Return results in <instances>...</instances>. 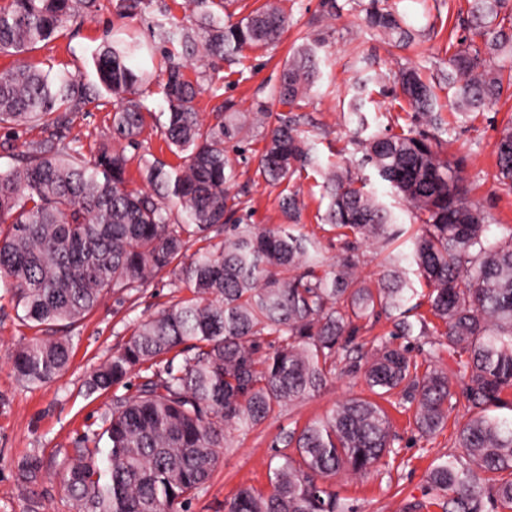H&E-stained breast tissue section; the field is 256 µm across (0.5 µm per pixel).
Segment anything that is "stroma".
<instances>
[{"instance_id":"obj_1","label":"stroma","mask_w":512,"mask_h":512,"mask_svg":"<svg viewBox=\"0 0 512 512\" xmlns=\"http://www.w3.org/2000/svg\"><path fill=\"white\" fill-rule=\"evenodd\" d=\"M184 2L151 0L141 16L130 19L116 13L115 0H98L92 13L68 23L58 39L26 53L25 58L32 63L49 60L55 67L64 66L85 80H95L92 54L100 45L119 31L146 42L157 25H190L192 17ZM367 2L336 0L339 10L332 17L323 0H278L288 17L278 43L246 48L225 59L218 71L203 76L190 61L185 62L184 72L202 86L196 101L201 120H210L213 108L227 101L241 112L251 111L255 102L263 101L269 112L281 113L284 105L270 93L293 47L307 39L321 40L319 79L298 110L302 130L315 142L316 164L292 180L266 183L258 172L264 141L257 134L241 147L228 150L237 173L234 189L244 200L251 223L265 227L281 224V197L298 193L304 208L293 232L315 243L330 266L341 253L342 243L323 221L329 199L323 190L322 173L333 166L357 165L367 190L376 192L394 211L402 230L387 248L359 247L358 273L372 284L391 255L408 252L419 223L389 194L376 171L362 165L353 134L362 126L371 133L385 129L399 133L421 130L422 125L414 112L389 108L388 97L375 84L368 87L362 112H351L354 82L378 73L391 76L413 67L433 86L437 95L435 113L445 129L443 150L448 157L465 158L463 177L468 199L488 215L493 236L500 235L502 225H512V189L498 184L493 154L503 125L512 117V96H503L497 105L474 114L455 111L452 106V93L444 76L459 42L472 36L464 24L471 0H383L412 32L411 38L402 41L381 38L367 26L363 11ZM112 111V104L107 103L90 107L75 118L71 136L84 156L97 153L103 135L110 131ZM140 141L137 147L123 141L114 144L127 156V176L136 187L141 184L138 166L142 159L170 157L154 127H146ZM173 281V275L165 272L133 296L108 295L81 323L67 329L73 344L68 370L54 381L33 388L17 380L11 361L13 350L33 331L22 326L14 301L0 287V512H76L63 487L64 467L84 433L100 428L113 396L128 395L139 380L134 377L128 385L90 396L83 382L94 367L124 345L137 323L188 296V289L175 287ZM368 395L362 373L339 372L313 396L276 408L261 425L227 430V446L221 451L219 465L189 501L187 512H224L225 501L243 486L268 490L269 470L277 466L288 433L324 418L338 403ZM389 414L397 438L387 464L362 477L338 473L330 480V489L353 512H442L432 504L427 471L438 457L462 456L455 436L457 427L469 416L467 400L458 397L447 425L428 438L416 431L411 411L393 408ZM33 454L42 456L45 466L37 484L30 486L24 483L20 467Z\"/></svg>"}]
</instances>
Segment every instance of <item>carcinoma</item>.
Here are the masks:
<instances>
[{
  "mask_svg": "<svg viewBox=\"0 0 512 512\" xmlns=\"http://www.w3.org/2000/svg\"><path fill=\"white\" fill-rule=\"evenodd\" d=\"M512 0H471L483 47L468 44L448 60L455 106L477 112L512 90ZM148 0H118L120 15L141 14ZM96 0H0V55H21L59 37L65 23ZM224 0H187L195 22L162 25L152 42L112 38L92 55L98 81L71 71L20 63L0 70V127L39 125L15 162L0 169V283L22 321L41 329L71 327L109 293L131 294L171 271L192 296L141 321L124 346L93 369L87 392H107L145 373L138 394L116 397L101 427L75 449L63 475L76 512H181L208 482L229 428H249L274 407L318 392L338 364L364 368L370 398L349 399L325 418L289 436L270 490L241 487L225 512H349L326 481L341 470L370 473L393 452L396 438L381 404L396 394L416 406L423 436L439 431L461 388L469 408L459 429L464 456L428 472L443 512H512V226L488 234L486 214L468 203L464 161L442 152L435 93L412 68L395 75L401 98L432 132L377 133L357 138L362 160L421 221L410 254L391 259L372 288L356 274L361 244H386L398 235L392 212L350 168L328 169L323 221L338 230L343 253L331 270L317 248L291 232L303 202L282 197L285 223L274 228L242 223V201L231 193L235 173L226 145L264 131L258 167L280 183L316 163L300 116L272 115L262 102L239 112L227 102L205 125L195 109L200 85L171 63L158 75L167 105L156 117L168 149L184 159L160 158L139 166L145 189L127 187L124 153L103 145L86 158L70 138L74 118L112 97V138L138 144L144 132L145 60L155 43L178 45L210 68L246 47L278 42L287 24L270 0L237 22L215 16ZM370 26L387 38L400 19L379 0L366 7ZM319 41L289 57L272 96L291 108L319 76ZM497 177L512 187V119L495 144ZM224 235L215 251L187 255L192 241ZM429 288L432 315L409 320L414 289L401 262ZM385 314L394 335L444 348L456 365L421 368L409 349L382 342L362 352L353 345V321ZM73 345L61 336H32L13 354L19 380L45 384L69 366ZM43 468L39 455L21 465L28 483Z\"/></svg>",
  "mask_w": 512,
  "mask_h": 512,
  "instance_id": "obj_1",
  "label": "carcinoma"
}]
</instances>
